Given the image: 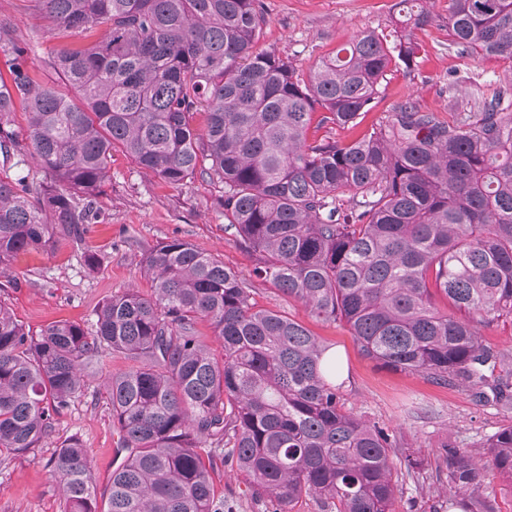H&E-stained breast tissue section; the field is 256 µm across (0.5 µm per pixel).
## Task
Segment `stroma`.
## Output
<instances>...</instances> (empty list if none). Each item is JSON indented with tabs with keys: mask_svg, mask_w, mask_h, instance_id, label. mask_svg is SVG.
I'll list each match as a JSON object with an SVG mask.
<instances>
[{
	"mask_svg": "<svg viewBox=\"0 0 512 512\" xmlns=\"http://www.w3.org/2000/svg\"><path fill=\"white\" fill-rule=\"evenodd\" d=\"M396 0H260L267 24L260 48L309 67L338 44L365 29L391 27ZM431 23L415 31L421 62L411 73L394 72L375 106L357 126L364 133L410 99L440 117L474 108L478 94L512 85V62L498 58H462L448 48V0H429ZM0 19L10 21L28 42L23 67L51 87L60 75L48 65L51 53L67 44L84 43L77 31L43 37L44 21L31 0H0ZM219 184L196 179L173 187L146 175L122 150L112 152L110 178L98 196L103 222L86 225L81 240L63 239L50 250L18 255L11 262L14 285L0 288V302L10 308L31 334L66 320L85 330L95 328L97 308L128 289L148 296L152 283L144 274L146 253L159 242L179 237L212 254L241 275H249L256 256L224 229V212L216 204ZM99 261L90 267L87 253ZM257 307L281 311L309 328L335 349L346 379L340 393L344 407L395 436L399 491L395 512H449L439 491L446 484L444 450L452 447L475 455L499 427L512 424V413L479 401L471 391L425 374L384 367L364 357L345 324L313 318L304 304L274 285L254 281ZM131 360L100 352L81 395L54 415L52 430L34 452L0 458V512H63V498L52 476L56 451L69 439L87 448L98 493H106L112 472L127 454L112 419L104 384L110 375L127 371ZM419 465L418 479L406 475L407 461ZM224 512H273L255 498L234 465L214 459L209 468Z\"/></svg>",
	"mask_w": 512,
	"mask_h": 512,
	"instance_id": "stroma-1",
	"label": "stroma"
}]
</instances>
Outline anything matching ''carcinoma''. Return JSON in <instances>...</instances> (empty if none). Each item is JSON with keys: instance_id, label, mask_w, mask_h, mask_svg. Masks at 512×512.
I'll return each mask as SVG.
<instances>
[{"instance_id": "1", "label": "carcinoma", "mask_w": 512, "mask_h": 512, "mask_svg": "<svg viewBox=\"0 0 512 512\" xmlns=\"http://www.w3.org/2000/svg\"><path fill=\"white\" fill-rule=\"evenodd\" d=\"M33 2L50 32L102 34L49 59L77 102L22 68L23 39L0 22V154L44 173L0 175V276L19 253L97 221L120 148L167 184L221 183L225 230L258 255L253 276L345 323L367 358L512 412L509 378L487 375L512 366V351L478 332L512 321V87L451 120L406 100L363 137L336 138L388 72L418 66L423 0H398L389 31H362L306 72L257 48L258 0ZM448 36L461 57L512 61V0H448ZM18 104L24 142L10 123ZM144 268L153 294L110 297L91 333L59 321L34 338L0 303V454L39 447L107 350L136 362L105 385L128 454L101 508L87 449L64 443L52 471L64 512H224L204 450L275 512L304 495L336 512H393L396 441L344 410L306 326L256 307L250 280L185 239L159 243ZM483 448V459L445 449L448 500L464 512H492L478 495L486 465L512 478V425Z\"/></svg>"}]
</instances>
